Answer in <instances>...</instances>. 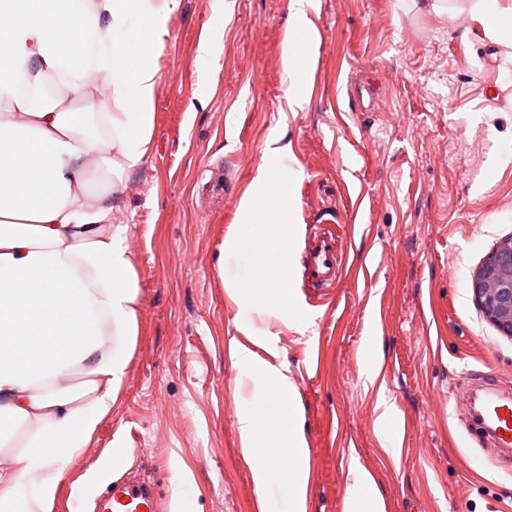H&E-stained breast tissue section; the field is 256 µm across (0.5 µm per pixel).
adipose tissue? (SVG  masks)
Here are the masks:
<instances>
[{"mask_svg": "<svg viewBox=\"0 0 512 512\" xmlns=\"http://www.w3.org/2000/svg\"><path fill=\"white\" fill-rule=\"evenodd\" d=\"M315 4L288 5L282 66L298 105ZM470 16L512 46V0H474ZM170 20L148 0H0V447L21 441L0 468V512L27 489L47 512L128 374L140 279L112 213L150 150ZM95 102L101 111H89ZM239 210L248 231L225 247L247 253L253 271L225 290L250 326L288 308L298 230L279 155L258 166ZM236 358L264 379L238 417L253 483L278 484L283 512H305L309 450L288 378L246 348Z\"/></svg>", "mask_w": 512, "mask_h": 512, "instance_id": "obj_1", "label": "adipose tissue"}]
</instances>
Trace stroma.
<instances>
[{"instance_id": "obj_1", "label": "stroma", "mask_w": 512, "mask_h": 512, "mask_svg": "<svg viewBox=\"0 0 512 512\" xmlns=\"http://www.w3.org/2000/svg\"><path fill=\"white\" fill-rule=\"evenodd\" d=\"M289 0H178L157 59L154 135L112 221L140 277L138 336L112 411L68 465L50 512H93L121 478L181 512H260L238 416L257 383L238 342L288 377L309 450L305 512H344L353 473L382 512H512V449L473 429L472 388L512 393V336L475 304L471 277L512 237V58L482 28L412 0H317L288 99ZM221 43L217 56L204 41ZM381 96L358 112L351 77ZM286 150L301 234L288 317L244 334L225 250L257 167ZM339 233L334 286L307 288L313 229Z\"/></svg>"}]
</instances>
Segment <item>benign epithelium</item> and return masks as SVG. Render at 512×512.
Wrapping results in <instances>:
<instances>
[{
	"label": "benign epithelium",
	"instance_id": "7a95c632",
	"mask_svg": "<svg viewBox=\"0 0 512 512\" xmlns=\"http://www.w3.org/2000/svg\"><path fill=\"white\" fill-rule=\"evenodd\" d=\"M473 298L505 336H512V238L487 256L471 279Z\"/></svg>",
	"mask_w": 512,
	"mask_h": 512
}]
</instances>
